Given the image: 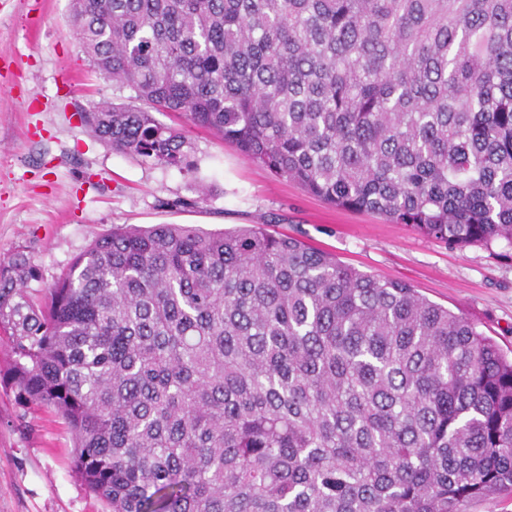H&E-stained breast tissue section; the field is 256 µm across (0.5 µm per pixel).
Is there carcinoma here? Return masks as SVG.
<instances>
[{
	"mask_svg": "<svg viewBox=\"0 0 512 512\" xmlns=\"http://www.w3.org/2000/svg\"><path fill=\"white\" fill-rule=\"evenodd\" d=\"M128 92L82 126L183 168L178 112L328 204L512 244V0H70ZM19 396L108 512H467L512 491V358L461 314L264 224L115 226L34 297Z\"/></svg>",
	"mask_w": 512,
	"mask_h": 512,
	"instance_id": "carcinoma-1",
	"label": "carcinoma"
}]
</instances>
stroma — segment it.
I'll return each mask as SVG.
<instances>
[{"instance_id":"stroma-1","label":"stroma","mask_w":512,"mask_h":512,"mask_svg":"<svg viewBox=\"0 0 512 512\" xmlns=\"http://www.w3.org/2000/svg\"><path fill=\"white\" fill-rule=\"evenodd\" d=\"M70 0H0V264L27 255L51 285L113 225L178 221L208 231L268 224L380 279L410 284L512 350V244L452 249L379 215L333 207L245 161L177 113L193 171L154 166L80 126L91 102L124 96L94 73L69 25ZM0 340V512H108L70 463L69 431L21 402Z\"/></svg>"}]
</instances>
